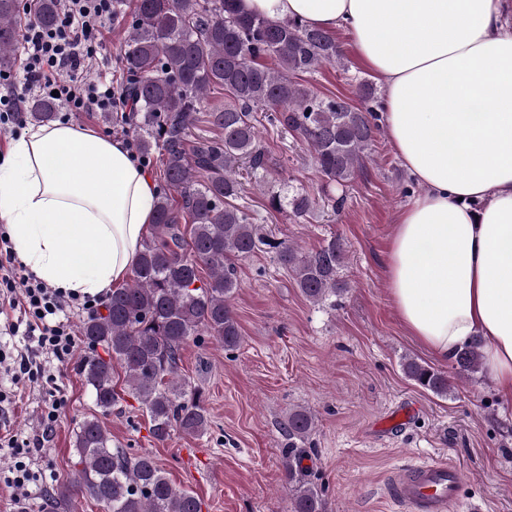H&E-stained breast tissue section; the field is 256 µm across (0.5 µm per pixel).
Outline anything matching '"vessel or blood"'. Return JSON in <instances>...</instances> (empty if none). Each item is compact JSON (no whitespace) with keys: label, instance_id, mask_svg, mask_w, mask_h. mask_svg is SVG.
Segmentation results:
<instances>
[{"label":"vessel or blood","instance_id":"obj_1","mask_svg":"<svg viewBox=\"0 0 512 512\" xmlns=\"http://www.w3.org/2000/svg\"><path fill=\"white\" fill-rule=\"evenodd\" d=\"M463 482L459 467L427 460L394 472L388 486L405 512H449L460 500Z\"/></svg>","mask_w":512,"mask_h":512}]
</instances>
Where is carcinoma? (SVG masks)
<instances>
[{
  "instance_id": "cac0c4a2",
  "label": "carcinoma",
  "mask_w": 512,
  "mask_h": 512,
  "mask_svg": "<svg viewBox=\"0 0 512 512\" xmlns=\"http://www.w3.org/2000/svg\"><path fill=\"white\" fill-rule=\"evenodd\" d=\"M126 34L121 92L129 105V133L148 157H162V182L155 205L154 235L143 245L131 284L116 288L103 311L81 325L89 354L80 365L94 402L108 414L119 400L112 375L124 370L126 394L149 417L157 442L178 430L191 437L207 432L200 389L179 373L181 351L207 336L225 349L240 344L231 305L238 288L236 261L262 246L292 272L297 288L319 305L347 291L337 277L346 258L332 237L303 254L287 240H267L257 211L235 204L240 169L261 179L279 160L259 139L257 114L307 147L317 170L339 185L352 182L379 132L377 114L338 96L319 95L297 81L326 65L345 66L336 39L298 20L276 22L244 13L238 0H133L122 10ZM18 0H0V70L11 68L18 40ZM274 58L277 67L265 64ZM224 90V108L204 111L210 91ZM28 112L49 123L55 105L36 99ZM202 121L215 135L190 138ZM270 207L307 214L312 199L303 193H269ZM190 225L184 237L181 225ZM103 348L102 357L97 348ZM483 340L475 336L455 355L461 375L481 366ZM409 380L436 395L448 394V375L404 360ZM314 420L310 412H288V439L302 441ZM78 479L50 496L49 512L71 497L89 495L102 512H202L199 498L175 487L154 457L112 447L101 421L83 420L75 432ZM304 452L288 449L283 468L294 488L292 512H321L322 500L303 478Z\"/></svg>"
}]
</instances>
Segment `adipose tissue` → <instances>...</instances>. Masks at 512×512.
<instances>
[{"instance_id": "1", "label": "adipose tissue", "mask_w": 512, "mask_h": 512, "mask_svg": "<svg viewBox=\"0 0 512 512\" xmlns=\"http://www.w3.org/2000/svg\"><path fill=\"white\" fill-rule=\"evenodd\" d=\"M274 21L347 30L383 83L388 140L421 187L386 262L402 326L437 359L473 336L512 397V0H239ZM157 186L124 142L30 126L0 163V222L48 285L99 295L132 272Z\"/></svg>"}]
</instances>
